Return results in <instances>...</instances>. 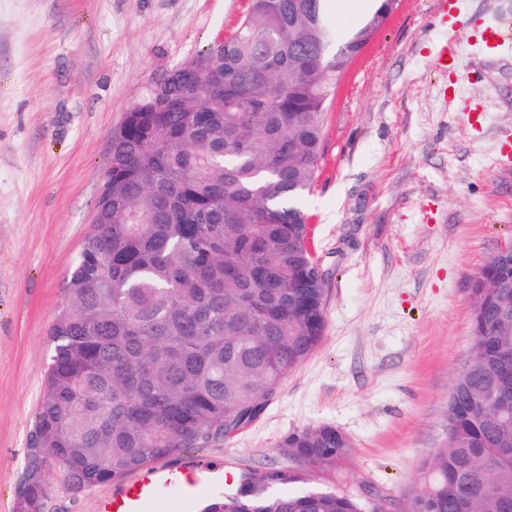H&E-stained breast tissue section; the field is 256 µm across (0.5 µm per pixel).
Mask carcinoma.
Returning a JSON list of instances; mask_svg holds the SVG:
<instances>
[{
	"label": "carcinoma",
	"mask_w": 512,
	"mask_h": 512,
	"mask_svg": "<svg viewBox=\"0 0 512 512\" xmlns=\"http://www.w3.org/2000/svg\"><path fill=\"white\" fill-rule=\"evenodd\" d=\"M235 35L151 89L112 131L97 223L63 281L67 303L27 453V480L58 469L72 492L210 445L250 422L321 341L324 285L300 201L318 169L326 103L390 16L345 34L322 0H251ZM471 361L448 393L447 443L424 462L404 512H512V263L471 282ZM288 455L336 464L347 444L319 425ZM283 467L247 470L201 512H365Z\"/></svg>",
	"instance_id": "cac0c4a2"
}]
</instances>
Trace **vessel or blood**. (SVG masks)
I'll list each match as a JSON object with an SVG mask.
<instances>
[{
  "instance_id": "vessel-or-blood-1",
  "label": "vessel or blood",
  "mask_w": 512,
  "mask_h": 512,
  "mask_svg": "<svg viewBox=\"0 0 512 512\" xmlns=\"http://www.w3.org/2000/svg\"><path fill=\"white\" fill-rule=\"evenodd\" d=\"M207 471L197 462L142 466L112 496L101 499L96 512H156L163 503L169 512H192L195 502L212 491Z\"/></svg>"
}]
</instances>
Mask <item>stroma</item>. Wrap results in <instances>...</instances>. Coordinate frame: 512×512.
Masks as SVG:
<instances>
[{
  "instance_id": "35a3bbf8",
  "label": "stroma",
  "mask_w": 512,
  "mask_h": 512,
  "mask_svg": "<svg viewBox=\"0 0 512 512\" xmlns=\"http://www.w3.org/2000/svg\"><path fill=\"white\" fill-rule=\"evenodd\" d=\"M399 0L339 83L306 196L325 329L246 428L181 453L234 473L399 504L448 437V391L472 357L471 280L512 248V0ZM251 0H0V512H18L65 274L92 228L112 131L156 74L231 38ZM451 47L452 67L437 58ZM313 425L349 443L333 467L290 457ZM44 512H95L47 475Z\"/></svg>"
}]
</instances>
